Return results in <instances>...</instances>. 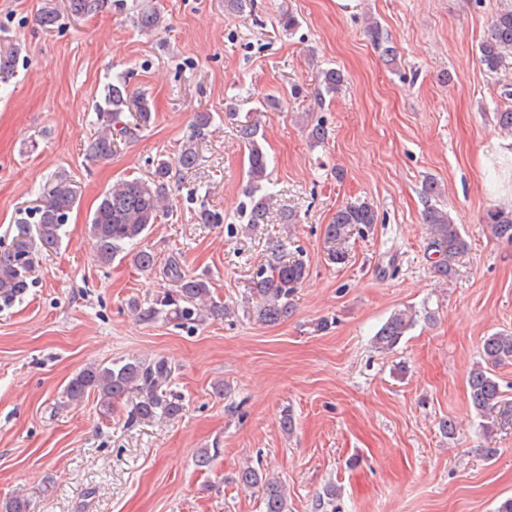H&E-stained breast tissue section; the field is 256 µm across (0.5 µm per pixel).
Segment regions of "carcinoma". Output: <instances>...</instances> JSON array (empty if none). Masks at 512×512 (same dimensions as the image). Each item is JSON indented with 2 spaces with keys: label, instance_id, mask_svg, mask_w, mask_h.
<instances>
[{
  "label": "carcinoma",
  "instance_id": "1",
  "mask_svg": "<svg viewBox=\"0 0 512 512\" xmlns=\"http://www.w3.org/2000/svg\"><path fill=\"white\" fill-rule=\"evenodd\" d=\"M104 7V0H69V9L75 15H90ZM137 27L154 32L161 26V16L154 11L142 12L136 20ZM367 34L381 56L391 62L395 50L387 45L381 27L372 22ZM512 57V6L500 10L491 22L486 39L479 46V60L491 73L498 72ZM15 49L0 50V81L11 78L15 71ZM344 75L337 69L320 71L318 90L335 94L341 90ZM134 111L135 124L127 122L125 113ZM98 128L84 146L85 154L93 159L112 156V148L119 140L132 134V128L143 127L152 120L151 103L144 96L135 99L127 92L125 81L117 79L106 87L104 106L97 109ZM240 138L248 149V185L246 201L240 207L247 224H266L270 218L271 194L267 191L268 159L256 139L251 125H242ZM200 153L196 140L184 143L178 154V165L191 169L198 165ZM171 168L160 160L152 177L121 178L101 194L89 220V237L93 241L100 263L109 265L126 251V246L147 237L157 223L168 200V179ZM427 209L431 247L439 259L435 271L447 278L454 271L455 259L467 249V241L448 213L432 204L440 195V188L433 181L425 182L422 190ZM77 202L76 191L67 178L61 176L42 192L40 205L12 225V244L0 251V305L7 307L20 299L33 284L38 256L47 248L61 245L66 236L65 226ZM377 223L375 210L365 202L347 204L339 208L332 221L325 225L324 241L329 259L343 263L347 258V244L354 234H363ZM485 228L502 240L512 243V209L492 207L483 216ZM272 261L260 266L253 274L251 292L256 299L253 314L257 321L275 326L288 319L292 313V298L308 275L301 260L286 261L279 256V249L272 248ZM133 263L143 271L155 269L157 256L150 249H140L131 254ZM171 287L154 295L149 306L139 311L145 320L162 316L179 325H197L208 318H223L227 312L224 304L214 300L207 279L189 275L175 262L163 270ZM415 317L405 312H395L375 335V345L382 350L395 348L413 327ZM480 356L482 363L469 373L467 385L471 406L486 414L496 408L502 399L501 385L495 369L512 363V333L497 332L483 339ZM170 373L163 359L142 361L129 359L109 365L91 363L77 371L68 380L63 393L65 406L77 405L91 393L98 395L102 407L111 409L121 400L130 404L128 421L151 419L157 415L177 417L183 410L181 400L163 394L162 386ZM237 482L247 488L262 492L265 512H288L286 490L282 483L252 467L239 470ZM336 486L328 485L317 503L321 512H339Z\"/></svg>",
  "mask_w": 512,
  "mask_h": 512
}]
</instances>
